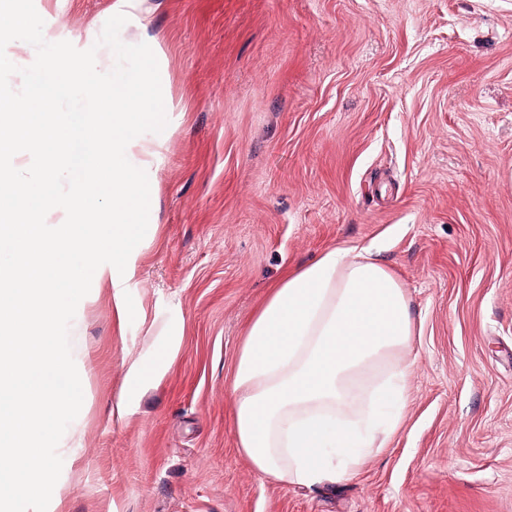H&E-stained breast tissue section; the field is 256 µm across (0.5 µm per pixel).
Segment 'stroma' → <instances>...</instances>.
I'll use <instances>...</instances> for the list:
<instances>
[{
  "mask_svg": "<svg viewBox=\"0 0 512 512\" xmlns=\"http://www.w3.org/2000/svg\"><path fill=\"white\" fill-rule=\"evenodd\" d=\"M112 3L34 0L109 69ZM120 39L155 53L170 136L133 277L69 327L83 404L48 512H512V0H140ZM369 246L419 330L401 423L337 489L270 482L232 427L247 325Z\"/></svg>",
  "mask_w": 512,
  "mask_h": 512,
  "instance_id": "1",
  "label": "stroma"
}]
</instances>
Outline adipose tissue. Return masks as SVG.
<instances>
[{"label":"adipose tissue","instance_id":"ef3b65f1","mask_svg":"<svg viewBox=\"0 0 512 512\" xmlns=\"http://www.w3.org/2000/svg\"><path fill=\"white\" fill-rule=\"evenodd\" d=\"M410 299L374 256L331 249L274 285L233 374V431L252 467L313 490L387 447L416 365Z\"/></svg>","mask_w":512,"mask_h":512}]
</instances>
